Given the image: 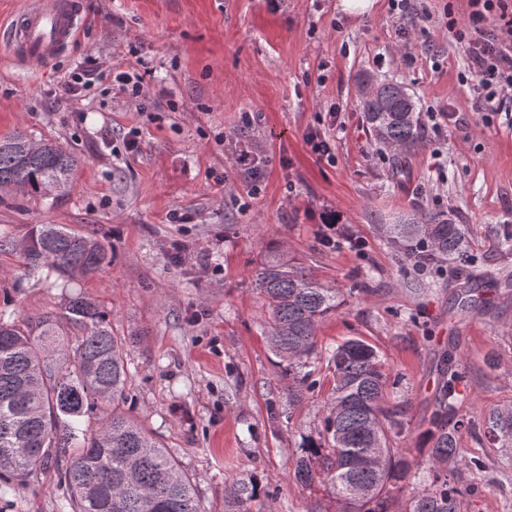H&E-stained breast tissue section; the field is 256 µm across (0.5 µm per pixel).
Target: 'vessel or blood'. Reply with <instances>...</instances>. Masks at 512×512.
Listing matches in <instances>:
<instances>
[{
    "mask_svg": "<svg viewBox=\"0 0 512 512\" xmlns=\"http://www.w3.org/2000/svg\"><path fill=\"white\" fill-rule=\"evenodd\" d=\"M82 0H24L6 31L11 58L44 65L68 47L82 23Z\"/></svg>",
    "mask_w": 512,
    "mask_h": 512,
    "instance_id": "1",
    "label": "vessel or blood"
}]
</instances>
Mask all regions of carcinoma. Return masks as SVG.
Returning a JSON list of instances; mask_svg holds the SVG:
<instances>
[{"mask_svg": "<svg viewBox=\"0 0 512 512\" xmlns=\"http://www.w3.org/2000/svg\"><path fill=\"white\" fill-rule=\"evenodd\" d=\"M375 138L412 147L421 134L415 105L401 83H381L362 99ZM31 142L16 132L0 138V187L33 193L53 184L70 187L74 155L51 143L24 155ZM388 238L404 247L418 269L453 259L471 281L477 275L463 250L465 229L440 214L420 224H387ZM27 272L44 267L72 280L98 273L111 263L108 247L60 224H39L23 248ZM256 292L268 313L267 337L274 354L288 363V402L316 386L321 360L317 329L340 305V291L318 282L301 263L278 247L254 271ZM138 334L114 333L108 314L81 294H70L58 313L17 319L0 310V482L23 486L36 471L52 465L66 490L71 512H204L195 483L164 444L125 410L132 386L130 346ZM326 354L333 378L323 407L319 439L301 447L289 480L302 486H330L339 512H457L470 485L448 464L479 472L478 458L459 448L474 419L458 412V386L465 372L448 352L438 358L442 383L427 420L430 443L425 465H413L393 447L407 429L401 408L389 404V376L378 352L357 338ZM102 417L88 424L94 410ZM491 439L512 447V408L492 411L484 421ZM369 448L384 449L381 467L357 460ZM418 481L409 504L397 493ZM260 486L252 478L229 481L224 512H252Z\"/></svg>", "mask_w": 512, "mask_h": 512, "instance_id": "obj_1", "label": "carcinoma"}]
</instances>
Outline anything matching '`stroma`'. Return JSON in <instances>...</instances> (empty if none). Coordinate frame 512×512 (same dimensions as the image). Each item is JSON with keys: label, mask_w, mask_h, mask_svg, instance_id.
Returning a JSON list of instances; mask_svg holds the SVG:
<instances>
[{"label": "stroma", "mask_w": 512, "mask_h": 512, "mask_svg": "<svg viewBox=\"0 0 512 512\" xmlns=\"http://www.w3.org/2000/svg\"><path fill=\"white\" fill-rule=\"evenodd\" d=\"M83 3L76 37L47 67L2 61L0 44V135L21 131L78 160L65 195L0 188V310L25 318L63 302L55 273L23 272L20 244L36 225L110 245L111 263L70 288L104 306L116 332H143L129 355L128 405L194 480L206 512H224L233 476L258 480L262 512H333L328 486L288 480L300 445L322 428L332 378L318 374L289 403L252 279L281 246L341 292L319 345L361 338L399 377L390 399L409 426L396 446L411 462L426 458L436 361L453 349L467 371L461 410L477 422L460 446L487 466L459 512H512V453L481 424L512 405V289H481L483 311L464 312L455 263L416 270L383 230L444 214L464 225L481 272L512 275L501 247L512 225V95L484 125L466 49L444 25L467 23V0H423L414 20L392 17L388 0L356 15L340 0ZM90 58L111 75L84 96L62 95ZM123 71L141 75L140 97L121 91ZM366 77L407 87L421 123L411 149L374 138L360 104ZM434 112L447 113L445 125ZM134 131L138 148L125 151ZM311 133L332 157L314 152ZM244 153L262 173L259 192L238 163ZM327 217L365 249L325 247ZM65 498L50 468L24 488L0 483V512H61Z\"/></svg>", "instance_id": "obj_1"}]
</instances>
